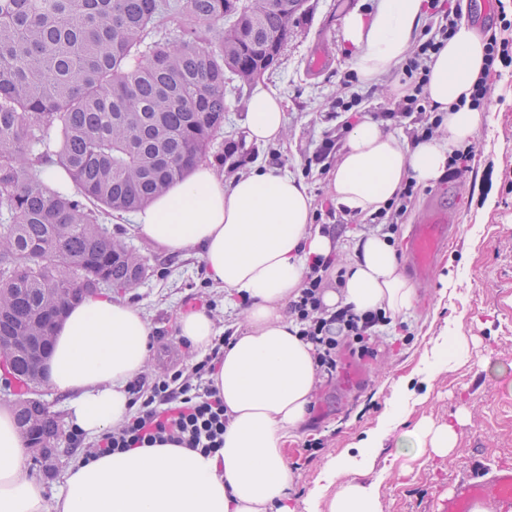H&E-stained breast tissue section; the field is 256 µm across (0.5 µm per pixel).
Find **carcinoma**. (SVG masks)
Here are the masks:
<instances>
[{"mask_svg":"<svg viewBox=\"0 0 512 512\" xmlns=\"http://www.w3.org/2000/svg\"><path fill=\"white\" fill-rule=\"evenodd\" d=\"M307 0H0V339L50 336L68 308L147 272L103 224L206 158L235 81L272 69ZM175 25L176 38L168 36ZM57 165L68 194L44 178ZM0 383L29 390L31 361ZM47 447L54 418L16 407Z\"/></svg>","mask_w":512,"mask_h":512,"instance_id":"cac0c4a2","label":"carcinoma"}]
</instances>
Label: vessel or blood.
Returning <instances> with one entry per match:
<instances>
[{
  "instance_id": "vessel-or-blood-1",
  "label": "vessel or blood",
  "mask_w": 512,
  "mask_h": 512,
  "mask_svg": "<svg viewBox=\"0 0 512 512\" xmlns=\"http://www.w3.org/2000/svg\"><path fill=\"white\" fill-rule=\"evenodd\" d=\"M451 235V227L443 213L429 212L421 224L415 226L409 239L411 271L421 281L433 273L435 259ZM493 501L497 512H512V465L497 466L495 474L487 479H462L453 488L443 505V512H473L476 504Z\"/></svg>"
}]
</instances>
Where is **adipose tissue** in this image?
<instances>
[{"label":"adipose tissue","mask_w":512,"mask_h":512,"mask_svg":"<svg viewBox=\"0 0 512 512\" xmlns=\"http://www.w3.org/2000/svg\"><path fill=\"white\" fill-rule=\"evenodd\" d=\"M426 0H382L369 14L349 13L345 44L355 50L361 85L376 83L411 51L426 16ZM426 93L442 113L443 132L407 143L366 117L352 128L329 183L338 211L360 219L377 213L415 181L428 188L448 170L456 149L470 144L490 116L462 105L486 72V41L468 22L428 64ZM285 106L273 91L252 95L248 140L285 137ZM308 186L275 167L231 182L198 164L137 216L152 239L173 250L197 249L211 278L249 299L244 329L224 349L212 376L229 416L221 457L171 444L133 448L93 462L74 459L63 491L47 501L42 481L29 475L16 419L0 406V512H296L286 444L306 422L318 382L312 346L301 340L287 305L301 288L312 257L334 250L331 234L312 222ZM337 289L325 290L326 308L352 305L356 312L396 316L416 301L414 284L401 272L396 248L385 236L355 243ZM180 337L205 353L217 331L207 312L178 315ZM151 328L134 308L92 296L73 305L53 331L46 376L67 397L68 419L99 435L130 411L128 384L147 363ZM405 380L392 388L389 406L362 441L358 458L331 457L325 485L307 495L305 512H380L378 481H359L357 465H369L405 415ZM423 440L431 453L450 454L452 426L420 420L397 442L409 451Z\"/></svg>","instance_id":"ef3b65f1"}]
</instances>
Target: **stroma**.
<instances>
[{"mask_svg":"<svg viewBox=\"0 0 512 512\" xmlns=\"http://www.w3.org/2000/svg\"><path fill=\"white\" fill-rule=\"evenodd\" d=\"M379 3L308 0L276 67L258 85L239 86L227 97L224 133L206 164L227 181L274 165L303 180L314 204L328 199L330 168L310 169L306 160L325 134L335 132L337 120L330 112L336 98L345 94V76L353 71L352 50L341 37L343 19L353 10L371 13ZM317 58L322 61L318 67L313 64ZM489 82L486 102L494 108L492 122L472 140L470 172L419 189L393 239L401 264H408L410 230L435 208L455 225V237L437 258L431 278L418 284L413 309L401 315L406 331L385 327L371 358L358 359L349 346H342L338 372L318 384L308 422L287 444L296 500H304L321 484L329 457L356 456L366 431L385 411L393 383L402 377L409 378L414 399L373 464L374 470L390 471L380 489L381 512H440L457 479L487 477L500 463L512 462V65L491 73ZM259 86L275 90L287 104L284 141L256 144L247 139V103ZM397 86L387 74L361 88L360 110L345 113V120L354 124L359 114L373 117L392 107ZM107 225L148 266L134 288L112 295L113 301L136 308L152 329L154 344L144 377L193 362V349L177 334L176 317L193 310L197 296L213 300L211 315L219 332L237 330L244 307L211 281L198 250L174 251L154 241L131 213L109 218ZM459 332L467 338L465 363L449 364L447 371L428 380V366L443 335ZM354 366L366 372L357 387L347 382ZM39 399L56 417L61 441L49 454L28 448L26 467L52 497L76 451L68 439L65 396L46 383ZM425 417L452 425L457 445L451 458L427 451L397 455L399 434ZM314 438L323 447L311 457L305 444Z\"/></svg>","mask_w":512,"mask_h":512,"instance_id":"stroma-1","label":"stroma"}]
</instances>
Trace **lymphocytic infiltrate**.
Here are the masks:
<instances>
[{
  "label": "lymphocytic infiltrate",
  "mask_w": 512,
  "mask_h": 512,
  "mask_svg": "<svg viewBox=\"0 0 512 512\" xmlns=\"http://www.w3.org/2000/svg\"><path fill=\"white\" fill-rule=\"evenodd\" d=\"M460 19L457 7H447L442 0H433L425 34L401 67L399 81L403 94L396 108L381 114L385 121L408 122L412 140L433 137L442 123L437 105L432 104L424 92L429 76L428 63L452 38ZM336 263L332 255L314 257L298 296L288 304L301 339L313 347L317 374L327 376L338 370L337 350L341 342L354 344L359 358L373 357L371 341L379 337L382 327L392 323L391 317L382 312L360 314L349 306L331 312L323 306L327 275ZM229 342L226 335L215 338L210 351L191 366L131 384V410L125 420L90 444L79 428H72V446L83 449L88 461L168 442L205 455L218 454L224 447L228 416L224 399L213 387L210 377L223 360L224 347Z\"/></svg>",
  "instance_id": "lymphocytic-infiltrate-1"
}]
</instances>
